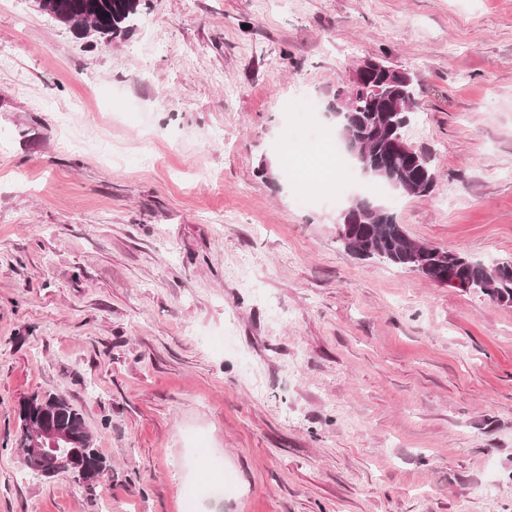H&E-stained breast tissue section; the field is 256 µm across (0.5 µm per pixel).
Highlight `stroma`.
Returning a JSON list of instances; mask_svg holds the SVG:
<instances>
[{
    "label": "stroma",
    "instance_id": "obj_1",
    "mask_svg": "<svg viewBox=\"0 0 512 512\" xmlns=\"http://www.w3.org/2000/svg\"><path fill=\"white\" fill-rule=\"evenodd\" d=\"M376 57L427 197L296 170ZM356 197L512 261V0H148L109 44L0 0V512H512V306L351 255ZM49 393L96 492L25 473ZM21 435L17 448L25 449L22 457L23 466L35 475L49 479L57 473H68L81 483V469L72 450L68 449L71 438L59 433L50 420H45L35 432L31 430L41 423L47 415L52 418L59 431L73 439L74 452L85 460L87 488L92 490L98 483L99 476L112 469L110 462L96 447L95 438L88 430L82 414L62 395L49 394L45 397L33 396L24 400L18 409ZM42 450L47 458L39 451ZM50 462V464H49Z\"/></svg>",
    "mask_w": 512,
    "mask_h": 512
}]
</instances>
